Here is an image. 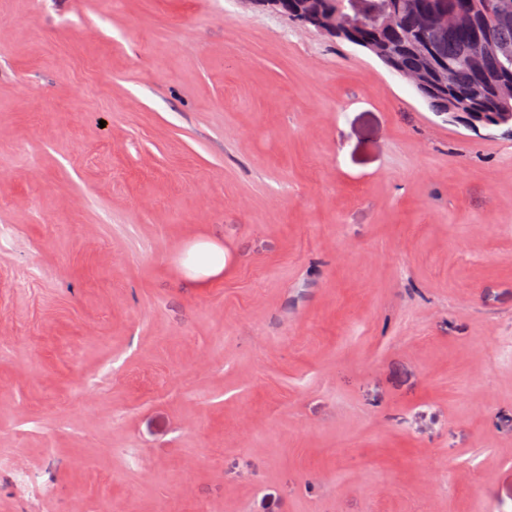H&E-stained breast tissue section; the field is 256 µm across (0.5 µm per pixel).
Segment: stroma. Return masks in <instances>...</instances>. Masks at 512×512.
Masks as SVG:
<instances>
[{
    "label": "stroma",
    "mask_w": 512,
    "mask_h": 512,
    "mask_svg": "<svg viewBox=\"0 0 512 512\" xmlns=\"http://www.w3.org/2000/svg\"><path fill=\"white\" fill-rule=\"evenodd\" d=\"M79 503L512 512V133L245 0H0V512ZM197 253L195 272L202 275L217 274L224 267V252L208 244H198L193 249Z\"/></svg>",
    "instance_id": "35a3bbf8"
}]
</instances>
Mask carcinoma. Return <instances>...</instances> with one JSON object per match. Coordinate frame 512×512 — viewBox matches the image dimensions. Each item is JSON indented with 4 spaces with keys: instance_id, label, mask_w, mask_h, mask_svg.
<instances>
[{
    "instance_id": "1",
    "label": "carcinoma",
    "mask_w": 512,
    "mask_h": 512,
    "mask_svg": "<svg viewBox=\"0 0 512 512\" xmlns=\"http://www.w3.org/2000/svg\"><path fill=\"white\" fill-rule=\"evenodd\" d=\"M351 0H317L323 14L336 9L340 15L353 13L352 32L374 46L376 58L385 66L413 70L421 66L422 55L432 45L434 72L444 77L443 87L433 88L425 99L436 112H446L457 104L481 114L480 126L495 122L503 106V85L512 81V21L503 23L497 12L512 0H483L487 13L484 25L473 23L476 0H364V7L353 9ZM448 7L456 18L446 32L426 31L422 15L437 3ZM491 38L481 63L472 58V46Z\"/></svg>"
}]
</instances>
